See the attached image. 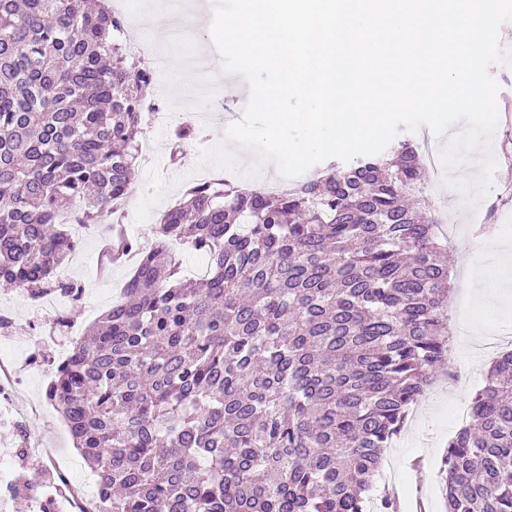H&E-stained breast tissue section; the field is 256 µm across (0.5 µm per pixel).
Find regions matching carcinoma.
<instances>
[{
    "mask_svg": "<svg viewBox=\"0 0 512 512\" xmlns=\"http://www.w3.org/2000/svg\"><path fill=\"white\" fill-rule=\"evenodd\" d=\"M87 0H0V283L36 299L69 225H112L139 264L46 395L97 477L94 512H397L370 490L448 357L446 246L411 203L412 145L279 192L188 189L144 249L117 213L153 76ZM198 129L172 131L175 148ZM206 272L180 275L176 248ZM442 460L446 512H512V351Z\"/></svg>",
    "mask_w": 512,
    "mask_h": 512,
    "instance_id": "carcinoma-1",
    "label": "carcinoma"
}]
</instances>
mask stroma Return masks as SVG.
I'll list each match as a JSON object with an SVG mask.
<instances>
[{
    "label": "stroma",
    "instance_id": "35a3bbf8",
    "mask_svg": "<svg viewBox=\"0 0 512 512\" xmlns=\"http://www.w3.org/2000/svg\"><path fill=\"white\" fill-rule=\"evenodd\" d=\"M205 19L190 27L183 49L169 51L164 73L155 77L153 100L171 114L166 125L148 127L144 137L150 143V163L141 165L129 193L123 201L122 225L129 236L143 246H151L154 230L162 215L183 198L186 190L197 183L194 167L201 148L218 142L224 128L241 119L247 97L216 87L205 96L194 91H177L175 75L182 67L185 52L210 46L208 15L213 0H203ZM222 99L223 110L209 118L201 138L187 146L181 165H173L169 156L170 135L180 125L183 114H202L209 110L214 99ZM497 168L489 194L475 210L466 209L464 196L446 185L424 192L422 198L429 214L442 215L452 224L449 253H456L461 243L472 235L494 228L495 235L487 248L478 251L481 268H500L504 255H512V121H499L491 142ZM107 237L100 227H92L82 241L81 258L71 265L70 278L83 288L80 300L69 302L65 312L72 320L71 329L55 330L52 317L42 319L41 335H33L30 322L37 317L29 297L17 288L0 287V312L8 313L14 328L0 335V346L16 355L36 353L40 358L56 356L58 347L82 334L119 299L121 290L130 278L133 267L126 263L113 264L108 274H101L102 247ZM451 291L448 300V359L452 365V380H440L431 387L411 411L402 433L386 452L392 462L393 477H376L373 493L382 498L391 490H399V512H416L417 502H424L426 512H444L442 458L448 441L460 427L457 411L470 402L471 395L484 380V370L470 361L476 338L491 333L512 334V310L503 309L492 300H476L470 295L465 267L449 261ZM49 370L29 376L17 393L23 410L21 420L26 431V445L43 449L36 461L18 463V473L25 477L42 476L50 480L54 467H65L74 484L80 485L91 471L73 446L71 434L58 411L46 398Z\"/></svg>",
    "mask_w": 512,
    "mask_h": 512
}]
</instances>
